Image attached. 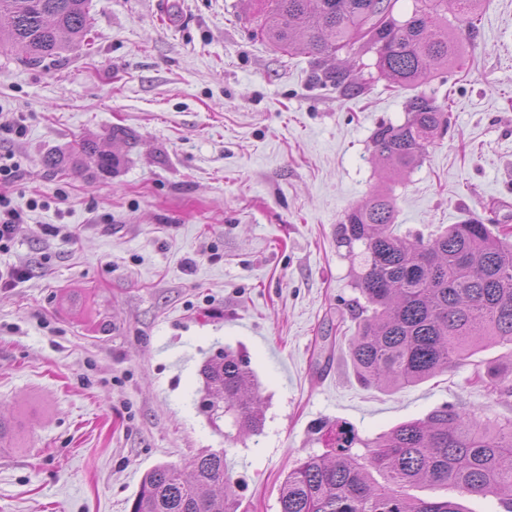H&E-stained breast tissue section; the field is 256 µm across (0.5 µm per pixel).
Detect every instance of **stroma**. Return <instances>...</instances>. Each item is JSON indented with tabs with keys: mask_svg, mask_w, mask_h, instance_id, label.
<instances>
[{
	"mask_svg": "<svg viewBox=\"0 0 512 512\" xmlns=\"http://www.w3.org/2000/svg\"><path fill=\"white\" fill-rule=\"evenodd\" d=\"M260 0H88L91 42L32 66L0 53V183L24 215L0 245V512H129L147 470L222 450L244 512H280V486L322 454L324 423L372 437L442 404L512 417L471 385L495 345L398 392L362 386L349 342L355 268L336 229L376 192L396 231L424 238L477 217L512 225V0L459 27L464 64L423 85L448 128L387 177L371 137L409 92L348 94L336 67L258 36ZM95 140L111 169L42 162ZM38 209H30L31 200ZM54 225L57 235L45 234ZM228 347L260 383V432L228 440L199 408L201 369Z\"/></svg>",
	"mask_w": 512,
	"mask_h": 512,
	"instance_id": "obj_1",
	"label": "stroma"
}]
</instances>
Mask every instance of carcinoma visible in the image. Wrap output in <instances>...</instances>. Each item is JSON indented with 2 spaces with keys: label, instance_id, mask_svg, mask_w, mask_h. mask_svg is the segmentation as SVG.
Returning a JSON list of instances; mask_svg holds the SVG:
<instances>
[{
  "label": "carcinoma",
  "instance_id": "1",
  "mask_svg": "<svg viewBox=\"0 0 512 512\" xmlns=\"http://www.w3.org/2000/svg\"><path fill=\"white\" fill-rule=\"evenodd\" d=\"M482 0H414L411 15L394 17L397 0H267L259 34L285 53L317 59L368 52L378 78L391 90H415L440 69L460 63L448 13L474 22ZM91 34L87 0H0V52L18 48L39 65ZM448 125L445 107L424 93L408 100L407 119L382 124L373 154L390 173L411 169ZM78 154L99 170L112 154L84 140ZM73 155L51 151L43 163L65 170ZM395 202L385 193L351 209L338 225L337 242L358 265L359 306L350 356L359 383L383 391L418 385L465 364L480 347L512 345V242L479 218L450 224L439 236L395 233ZM202 375V405L211 421L257 432L262 402L249 359L228 348L213 354ZM475 382L501 398L512 396V361ZM327 451L310 456L283 482L280 512H468L451 500L416 498L407 488L431 483L460 495L494 500L512 512V419L482 420L453 404L403 422L372 438L328 425ZM360 447L363 452L352 451ZM224 452L207 450L181 469L159 464L143 477L130 512H239Z\"/></svg>",
  "mask_w": 512,
  "mask_h": 512
}]
</instances>
